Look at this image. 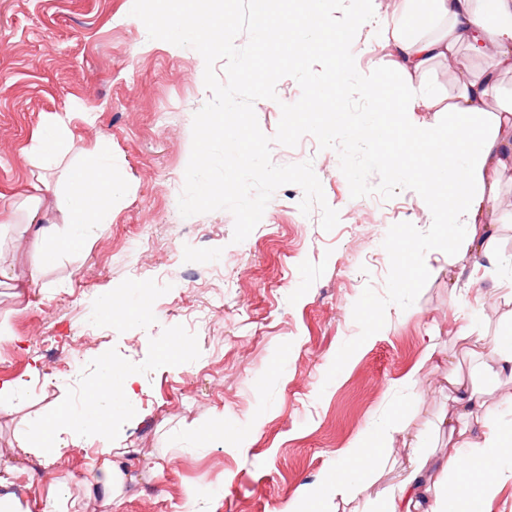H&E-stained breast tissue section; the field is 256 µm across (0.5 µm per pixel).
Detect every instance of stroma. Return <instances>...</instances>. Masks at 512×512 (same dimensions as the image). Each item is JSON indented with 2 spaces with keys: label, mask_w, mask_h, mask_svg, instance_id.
I'll list each match as a JSON object with an SVG mask.
<instances>
[{
  "label": "stroma",
  "mask_w": 512,
  "mask_h": 512,
  "mask_svg": "<svg viewBox=\"0 0 512 512\" xmlns=\"http://www.w3.org/2000/svg\"><path fill=\"white\" fill-rule=\"evenodd\" d=\"M354 51L358 71L392 66L390 30L399 0H373ZM130 0H0V383L22 381L25 395L0 413V463L17 454L24 422L80 406L101 358L135 376L128 413L112 421L113 462L122 483L112 512H356L325 481L347 448L384 431L391 451L362 472L363 497L392 493L411 459L447 460L448 372L477 386L486 404H512V375L492 349L470 355L459 332L493 338L512 325V301L483 300L512 272V173L500 184L502 209L490 254L462 249L453 263L429 260L430 277L408 309L389 306L386 323L333 381L325 375L341 345L359 333L353 306L365 287L384 294L389 259L382 243L399 222L427 230L432 214L413 190L392 199L352 198L336 150L303 136L272 144L274 164L311 161L330 207L303 215L302 190L279 188L246 240L233 243L234 218L217 210L181 216L178 200L192 148L194 114L210 100L204 60L193 48L149 39L130 18ZM491 64L460 48L455 66L434 63L423 77L440 97ZM276 100L254 105L274 136L281 103L299 100L290 77ZM71 113L72 139L57 164L41 168L34 135ZM108 152L112 219L79 248L64 247L24 289L39 257L36 224H63L56 195L87 151ZM44 195L36 220L19 205L32 183ZM459 278L449 284L448 270ZM124 295L130 310L106 321L103 291ZM87 336L83 349L72 336ZM191 341L177 358V341ZM223 420V430L202 435ZM94 446L71 444L57 460L30 457L14 491L20 512H43L48 499L66 512H99L92 487ZM309 488L311 502L298 492Z\"/></svg>",
  "instance_id": "35a3bbf8"
}]
</instances>
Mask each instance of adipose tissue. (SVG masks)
Masks as SVG:
<instances>
[{
  "label": "adipose tissue",
  "instance_id": "obj_1",
  "mask_svg": "<svg viewBox=\"0 0 512 512\" xmlns=\"http://www.w3.org/2000/svg\"><path fill=\"white\" fill-rule=\"evenodd\" d=\"M401 17L392 29L395 68L403 85L413 87L417 76L433 63L454 59L458 46L489 55L490 69L472 75L448 104L424 93L427 107L444 106L453 116L447 129L419 123L414 107L395 109L390 97L371 91L375 111H398L392 126L359 129L358 137L379 144L398 139L403 151L420 152L424 164L412 168L380 153V160L393 164L399 173L417 182L424 195H438L445 205L454 236L465 247L489 249L491 239L482 230L497 223L500 208L499 182L512 172V105L498 111L486 109L489 91L499 73L512 72V0H400ZM442 19L434 33L421 30L418 21L427 15ZM71 137L63 117L44 127L32 140L30 150L41 166L56 163L61 146ZM106 153L90 151L84 162L71 170L65 205L68 236H59L56 225H40L36 235L45 244L41 262H48L65 243L83 244L93 229H103L117 188L107 177ZM134 376L112 361L102 364L101 375L78 412L25 422L19 437L20 457L56 458L62 453L59 431L99 442L103 460L93 461L94 484L99 491L101 512H111L119 481L110 460L112 418L126 411L134 396ZM453 410L448 416V436L455 451L438 478L416 467L379 504L364 502L360 512H487L488 493L506 470L512 468V422H503L497 411L483 409L482 442H475L470 421L476 408H483L475 392L449 378ZM389 451L385 437L371 431L345 453L329 485L336 493L358 494L356 476L372 461Z\"/></svg>",
  "mask_w": 512,
  "mask_h": 512
}]
</instances>
